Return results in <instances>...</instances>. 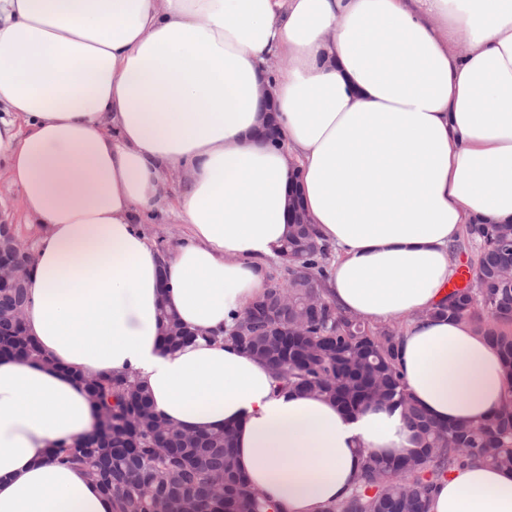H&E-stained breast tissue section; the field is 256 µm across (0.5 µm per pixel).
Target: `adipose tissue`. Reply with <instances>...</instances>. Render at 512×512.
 I'll return each mask as SVG.
<instances>
[{
    "instance_id": "obj_1",
    "label": "adipose tissue",
    "mask_w": 512,
    "mask_h": 512,
    "mask_svg": "<svg viewBox=\"0 0 512 512\" xmlns=\"http://www.w3.org/2000/svg\"><path fill=\"white\" fill-rule=\"evenodd\" d=\"M0 108L46 357H0V512H114L52 455L94 428L82 373L132 372L182 431L234 428L280 512L346 497L361 450L412 453L393 404L279 389L221 340L271 284L295 186L335 249L329 299L400 326L429 417L479 423L512 393L496 346L426 315L466 226L512 223V0H0ZM162 214L185 226L164 254L141 230ZM162 302L200 340L164 349ZM429 512H512V473L454 471Z\"/></svg>"
}]
</instances>
